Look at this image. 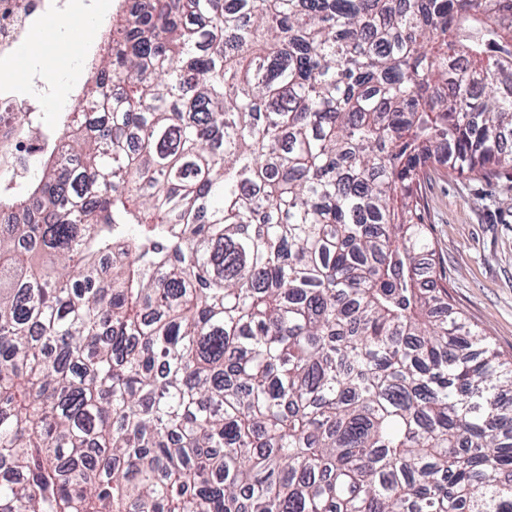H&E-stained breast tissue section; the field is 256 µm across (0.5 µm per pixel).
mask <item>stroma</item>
<instances>
[{
	"label": "stroma",
	"instance_id": "stroma-1",
	"mask_svg": "<svg viewBox=\"0 0 512 512\" xmlns=\"http://www.w3.org/2000/svg\"><path fill=\"white\" fill-rule=\"evenodd\" d=\"M91 28L77 26L37 39L33 67L52 75H76L74 94L92 78L91 62L101 57L104 32L116 20L121 0ZM425 221L436 249V265L448 291L468 320L512 357V171L460 176L433 165L423 184Z\"/></svg>",
	"mask_w": 512,
	"mask_h": 512
}]
</instances>
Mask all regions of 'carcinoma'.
<instances>
[{
    "mask_svg": "<svg viewBox=\"0 0 512 512\" xmlns=\"http://www.w3.org/2000/svg\"><path fill=\"white\" fill-rule=\"evenodd\" d=\"M126 2L4 134L0 512H512L421 192L512 168V0Z\"/></svg>",
    "mask_w": 512,
    "mask_h": 512,
    "instance_id": "carcinoma-1",
    "label": "carcinoma"
}]
</instances>
